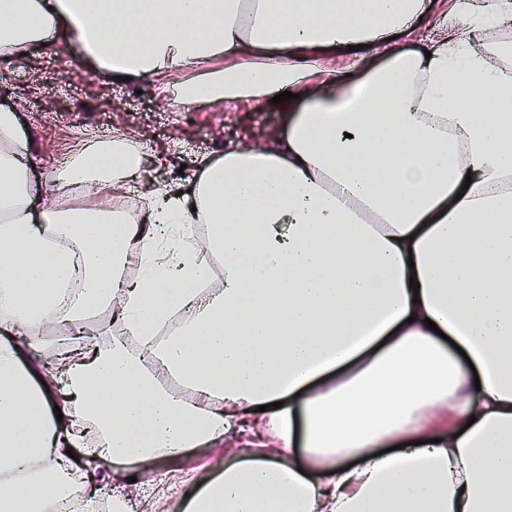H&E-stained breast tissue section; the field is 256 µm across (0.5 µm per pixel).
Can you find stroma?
Listing matches in <instances>:
<instances>
[{"instance_id":"obj_1","label":"stroma","mask_w":512,"mask_h":512,"mask_svg":"<svg viewBox=\"0 0 512 512\" xmlns=\"http://www.w3.org/2000/svg\"><path fill=\"white\" fill-rule=\"evenodd\" d=\"M108 74L82 56L74 38L58 34L53 46L34 42L21 57L0 61V103L17 110L30 130L32 154L40 163L36 182L84 142L118 132L136 141L146 155L150 182L186 184L203 158L223 154L236 142L263 145L285 130L286 108L257 109L199 104L169 111L154 81L129 82L137 105L115 97Z\"/></svg>"}]
</instances>
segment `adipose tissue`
<instances>
[{"label":"adipose tissue","mask_w":512,"mask_h":512,"mask_svg":"<svg viewBox=\"0 0 512 512\" xmlns=\"http://www.w3.org/2000/svg\"><path fill=\"white\" fill-rule=\"evenodd\" d=\"M449 11L426 54L390 41L416 37L423 0H0L2 58L66 29L186 106L293 94L271 145L132 215L115 193L138 149L90 141L44 188L0 109V512H55L69 476L81 512H132L113 477L218 445L204 479L167 473L195 485L184 512H512V45L477 39L512 0ZM344 52L361 81H335ZM73 188L92 205L61 204ZM176 224L210 233L187 249ZM208 254L224 286L203 296ZM176 307L191 317L155 343ZM104 314L138 351L99 341ZM62 324L45 385L26 338Z\"/></svg>","instance_id":"1"}]
</instances>
